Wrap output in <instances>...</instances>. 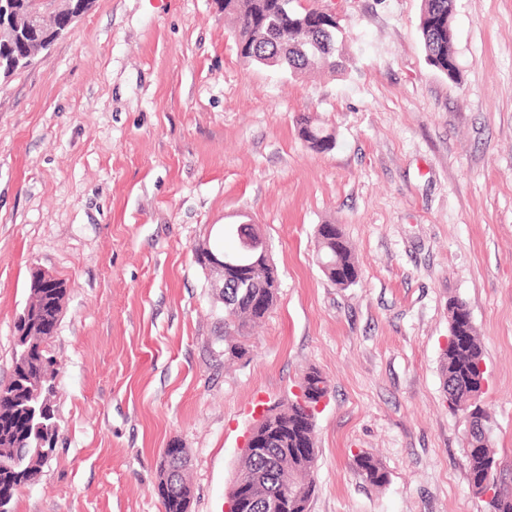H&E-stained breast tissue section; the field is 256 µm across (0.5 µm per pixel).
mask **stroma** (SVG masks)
Returning a JSON list of instances; mask_svg holds the SVG:
<instances>
[{"instance_id": "1", "label": "stroma", "mask_w": 512, "mask_h": 512, "mask_svg": "<svg viewBox=\"0 0 512 512\" xmlns=\"http://www.w3.org/2000/svg\"><path fill=\"white\" fill-rule=\"evenodd\" d=\"M334 12L351 62H246L222 0H93L0 83V384L34 270L63 280L58 432L13 512H163V451L185 448L190 512H225L264 409L315 413L307 512H489L440 372L448 302L486 368L495 482L512 490V0H456V79L431 67L422 0H299ZM332 131L305 147L300 115ZM258 224L276 305L224 357V307L194 250ZM341 225L360 265L317 263ZM368 452L387 481L352 470ZM317 258L324 276L340 288L355 284L359 266L338 224H321L316 231Z\"/></svg>"}]
</instances>
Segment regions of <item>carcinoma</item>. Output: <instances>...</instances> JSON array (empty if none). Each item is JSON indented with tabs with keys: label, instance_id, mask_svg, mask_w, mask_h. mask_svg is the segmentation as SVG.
Returning a JSON list of instances; mask_svg holds the SVG:
<instances>
[{
	"label": "carcinoma",
	"instance_id": "obj_1",
	"mask_svg": "<svg viewBox=\"0 0 512 512\" xmlns=\"http://www.w3.org/2000/svg\"><path fill=\"white\" fill-rule=\"evenodd\" d=\"M420 33L430 66L454 80L458 67L448 66L455 57L456 30L454 25L455 0H422ZM224 14L236 22L235 36L240 55L249 63L296 72L309 68H326L332 72L345 68L347 58L344 46L339 44L340 30L314 15L304 16L286 2L278 7L271 0H224ZM299 136L316 153L330 151L335 135L306 115L296 119ZM317 257L324 264L322 273L333 284L348 288L359 278V266L338 224H320L316 231ZM224 269L208 268L210 285L219 287L224 304V354L241 359L248 353L246 345L236 337L248 335L251 326L262 320L273 308L278 289L261 271L247 277L238 275L236 266L242 263L259 264L258 256H241L237 245L223 246ZM448 345L441 360L443 385H451L450 407L458 412L471 410L479 404L480 380L484 379L482 351L477 340L476 327L466 304L454 299L448 305ZM48 337L32 336L30 350L23 354L15 346L13 374L10 381L0 385V431L12 433L18 444L29 449L23 466L26 480L34 481L42 468L40 459L33 457L34 448L43 439L40 424L41 402L31 399L29 387L33 382L42 386V396L48 398L50 422L55 416L54 360L47 355ZM304 390L299 400L287 407L272 408L281 434L276 442L278 450L262 455L244 454L242 468L234 486L246 485L259 503L288 494L293 507L288 512H304L313 491L312 479L306 470L316 459L314 441V409L317 398L325 397L327 380L320 372H306L300 382ZM470 483L478 486L494 476L496 461L490 439H476L463 448ZM171 469L159 471L157 485L164 512H189L190 491L186 482L187 457L178 443L168 448ZM355 472L366 482L380 486L387 480L386 472L369 454L354 456ZM179 484L185 489L177 493L167 488Z\"/></svg>",
	"mask_w": 512,
	"mask_h": 512
}]
</instances>
